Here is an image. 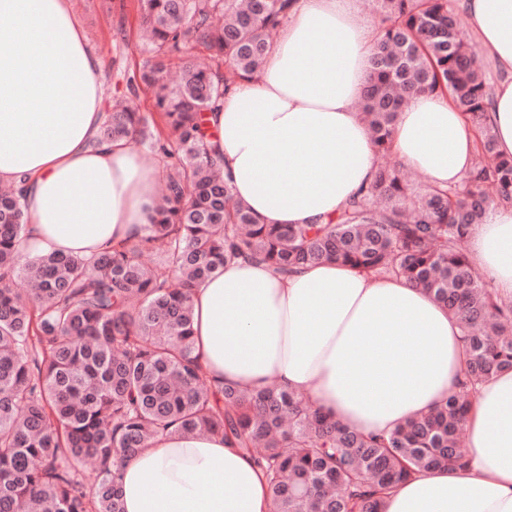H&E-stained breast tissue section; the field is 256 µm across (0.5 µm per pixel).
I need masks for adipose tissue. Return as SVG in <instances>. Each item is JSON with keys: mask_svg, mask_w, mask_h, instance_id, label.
I'll return each mask as SVG.
<instances>
[{"mask_svg": "<svg viewBox=\"0 0 512 512\" xmlns=\"http://www.w3.org/2000/svg\"><path fill=\"white\" fill-rule=\"evenodd\" d=\"M492 84L497 150L512 155V0H463ZM357 0H292L259 72L207 116L223 176L264 224H326L374 179L358 104L376 30ZM102 61L74 0H0V183L23 185L21 249L92 258L147 224L160 165L100 137ZM393 152L429 183H460L475 133L439 94L401 110ZM469 259L512 300V206L471 231ZM196 352L214 388L275 384L365 433L383 435L453 392L464 366L454 318L397 276L336 262L288 276L227 262L192 296ZM466 470L398 485L385 512H512V372L478 385L464 426ZM125 512H271L254 460L220 434L172 432L121 468Z\"/></svg>", "mask_w": 512, "mask_h": 512, "instance_id": "ef3b65f1", "label": "adipose tissue"}]
</instances>
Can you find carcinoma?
<instances>
[{
    "label": "carcinoma",
    "instance_id": "1",
    "mask_svg": "<svg viewBox=\"0 0 512 512\" xmlns=\"http://www.w3.org/2000/svg\"><path fill=\"white\" fill-rule=\"evenodd\" d=\"M290 0H138L159 120L126 101L102 139L172 159L150 223L92 260L23 257L22 191H0V512H124L120 468L171 430L222 433L268 481L271 512H382L394 486L462 469L464 423L476 384L512 372V302L488 288L463 242L496 205H512V156L487 122L492 86L459 29L458 0H374L362 115L378 155L391 154L410 95L447 93L475 128L469 175L442 188L384 163L334 224H262L216 165L206 113L262 67ZM202 44L212 62H185L162 81L169 55ZM288 276L324 261L402 276L456 319L464 379L435 407L387 435L343 425L297 391L211 389L194 355L192 293L233 259ZM19 280L36 283L26 293Z\"/></svg>",
    "mask_w": 512,
    "mask_h": 512
}]
</instances>
